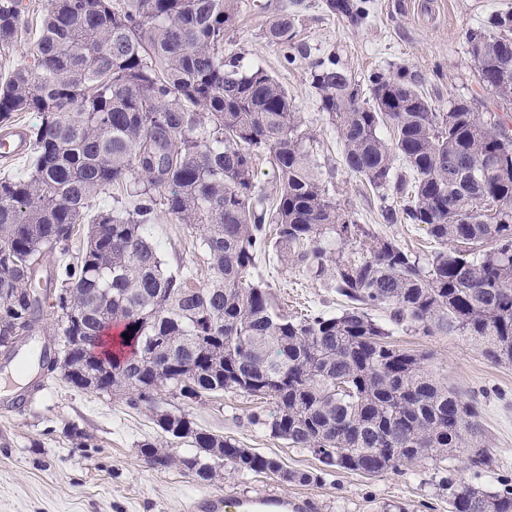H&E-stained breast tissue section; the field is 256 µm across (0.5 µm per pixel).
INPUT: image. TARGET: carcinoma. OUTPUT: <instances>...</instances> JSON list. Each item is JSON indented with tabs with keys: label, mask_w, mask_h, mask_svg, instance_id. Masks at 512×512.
Instances as JSON below:
<instances>
[{
	"label": "carcinoma",
	"mask_w": 512,
	"mask_h": 512,
	"mask_svg": "<svg viewBox=\"0 0 512 512\" xmlns=\"http://www.w3.org/2000/svg\"><path fill=\"white\" fill-rule=\"evenodd\" d=\"M325 7L352 26L368 15L366 0ZM25 10L24 0H0V53L20 40ZM237 16L238 0H52L33 61L0 82V128L17 112L39 117L27 165L0 177V359L19 354L21 342L6 337L44 333V313L72 317L43 341L29 386L58 374L84 390L98 371L92 390L123 393L160 437L194 447L176 455L145 441L147 464L204 482L219 463L299 484L426 460L446 471L460 457L478 473L492 469L478 400L393 344L368 310L425 336L464 334L489 362L512 361V130L471 101L437 111L401 73L375 71L363 86L333 56L311 63L344 164L377 194L383 222L424 224L441 245L422 259L338 208L288 93L262 66L224 56ZM266 36L288 63L307 55L286 14ZM465 43L479 81L511 104L512 10L468 30ZM260 151L278 177L273 199L255 182ZM162 214L200 233L212 270L204 285L166 267L149 233ZM355 233L369 239L368 255L352 262L342 245ZM269 247L281 263L329 277L342 311L278 313L255 277ZM54 253L42 289V261ZM115 324L122 334L104 352L101 336ZM224 392L270 400L275 410L259 424L290 448L322 449V468L290 470L164 407L166 395L190 405ZM441 487L452 512H512L507 480L483 488L445 476Z\"/></svg>",
	"instance_id": "1"
}]
</instances>
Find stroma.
<instances>
[{
  "label": "stroma",
  "instance_id": "obj_1",
  "mask_svg": "<svg viewBox=\"0 0 512 512\" xmlns=\"http://www.w3.org/2000/svg\"><path fill=\"white\" fill-rule=\"evenodd\" d=\"M26 2L22 40L0 55V77L32 60L37 22L48 0ZM238 9V22L224 38L225 54L240 56L247 67L262 66L287 91L302 117L303 142L338 206L364 229L414 253L437 250L426 225L383 223L365 180L343 163L342 143L321 110L310 65L332 54L357 80L378 70L404 73L442 112L459 99L489 101L493 95L478 82L464 36L491 15L512 9V0H372L370 17L358 28L328 12L324 0H239ZM283 14L293 18L297 39L308 50L291 65L265 36ZM151 232L170 270L190 271L199 285L210 279L200 243L185 225L163 216ZM257 272L289 315L336 314L344 305L328 279L280 264L275 254L260 255ZM391 340L426 354L429 370L480 402L485 441L496 465L479 474L452 461L448 468L454 477L487 487L512 479V363H490L457 333L423 336L396 326ZM14 371L11 365L0 369V512H190V503L201 497L265 492L307 500L308 512H448L441 475L428 462L372 477L339 472L306 486L243 476L227 466L217 467L206 483L176 469L155 470L139 452L140 444L156 435L150 412L131 408L125 395L78 390L58 377L30 392L25 381L14 380ZM167 408L185 412L200 427L241 447L279 457L288 468L319 466L310 453L288 447L256 423V416L269 414L271 403L227 392L188 406L172 398ZM75 428L83 438L71 437Z\"/></svg>",
  "mask_w": 512,
  "mask_h": 512
}]
</instances>
